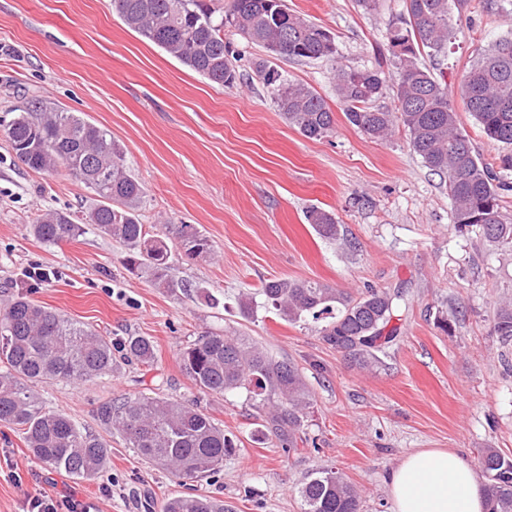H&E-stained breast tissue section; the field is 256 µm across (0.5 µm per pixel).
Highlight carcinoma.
Listing matches in <instances>:
<instances>
[{
	"instance_id": "cac0c4a2",
	"label": "carcinoma",
	"mask_w": 512,
	"mask_h": 512,
	"mask_svg": "<svg viewBox=\"0 0 512 512\" xmlns=\"http://www.w3.org/2000/svg\"><path fill=\"white\" fill-rule=\"evenodd\" d=\"M114 2L129 29L217 85L230 87L237 79L232 52L224 43L226 27L273 56L331 61L349 123L377 140L403 127L413 152L446 182L454 223L476 227L491 245L512 251V224L501 219L500 205L501 194L512 191V184L480 161L459 124L448 84L421 62L425 55L446 52L456 25L454 9L463 0H405L407 17L388 24L386 38L398 73L393 112L373 107L385 86L382 72L338 64L330 34L288 11L284 0H231L227 8L222 0ZM255 73L277 111L301 135L321 139L333 131V112L309 86L287 79L263 58L255 61ZM460 95L487 138L512 148V31L478 53L463 76ZM5 129L26 167L38 172L63 167L90 190L93 204L85 224L120 242L127 269L145 275L154 287L184 291L188 285L171 273L174 262L214 257L212 242L194 224H165L154 234L145 229L140 214L144 188L107 130L40 100L14 113ZM306 220L320 236L340 237L333 213L313 207ZM32 230L43 242L57 244L81 236L84 224L47 209ZM259 294L292 324L327 316L319 329L322 342L363 369L372 368L376 352L396 339L388 325L397 316V294L370 288L354 299L328 284L293 278L267 280ZM495 331L503 342L512 341V298L498 304ZM116 352L145 366L156 358L150 336H127L114 343L49 306L15 296L0 310V423L21 432L26 448L42 464L74 479L96 478L109 462L107 442L81 431L68 415L45 409L34 387L110 375ZM179 358L183 372L204 394L222 397L241 389L254 394L266 432L285 450L297 447L313 404L298 364L226 330L199 337ZM96 418L104 429L122 435L142 459L186 481L216 473L224 456L237 448L198 406L174 399L111 398L98 405ZM478 464L487 490L486 512H512V458L483 448ZM299 494L303 512L360 509L358 490L333 470L312 472ZM162 512H224V501L200 492L175 495Z\"/></svg>"
}]
</instances>
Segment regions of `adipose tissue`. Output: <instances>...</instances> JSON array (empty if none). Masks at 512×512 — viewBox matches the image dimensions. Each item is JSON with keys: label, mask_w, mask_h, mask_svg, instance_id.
<instances>
[{"label": "adipose tissue", "mask_w": 512, "mask_h": 512, "mask_svg": "<svg viewBox=\"0 0 512 512\" xmlns=\"http://www.w3.org/2000/svg\"><path fill=\"white\" fill-rule=\"evenodd\" d=\"M393 512H484L486 488L458 452H412L390 472Z\"/></svg>", "instance_id": "ef3b65f1"}]
</instances>
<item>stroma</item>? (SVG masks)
<instances>
[{"label":"stroma","mask_w":512,"mask_h":512,"mask_svg":"<svg viewBox=\"0 0 512 512\" xmlns=\"http://www.w3.org/2000/svg\"><path fill=\"white\" fill-rule=\"evenodd\" d=\"M285 2L333 34L343 64L394 74L385 32L404 15V0H379L371 14L356 0ZM504 3L465 0L447 54L432 63L449 89L512 29ZM224 40L238 73L231 87L127 28L112 0H0V124L35 98L80 113L122 145L146 190L143 224L196 225L216 251L210 261L176 262L173 274L189 288L169 293L129 272L123 246L94 230L43 243L30 230L38 210L79 221L92 195L65 169H28L0 131V303L23 293L112 340L152 337L157 350L153 366L121 359L112 375L37 390L46 408L111 445L94 480L44 466L17 430L0 425V512L70 493L90 512H149V503L186 493L188 482L146 463L96 418L100 402L141 394L198 404L237 438L236 453L198 484L223 499L225 512H301L302 482L331 467L359 490L360 512H392L386 477L411 452L450 448L473 464L482 448L512 456V362L494 331L498 302L512 295V252L456 227L444 180L404 130L379 141L348 122L330 63L269 57L334 115L331 135L309 139L288 126L254 73L265 49L230 28ZM312 207L335 215L341 239L313 230L305 219ZM35 265L57 269L60 281L29 287L23 272ZM285 276L355 296L370 287L401 292L398 336L380 363L358 368L321 341L318 323L289 324L260 306L241 311L240 294ZM201 287L219 307L202 303ZM216 329L243 331L303 368L314 401L297 448L258 432L246 392L206 396L185 375L180 351Z\"/></svg>","instance_id":"35a3bbf8"}]
</instances>
